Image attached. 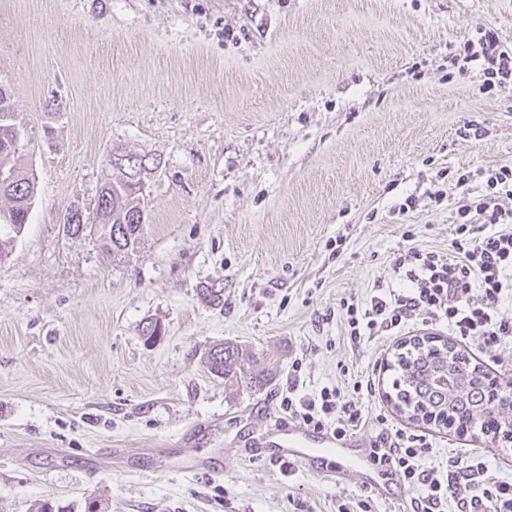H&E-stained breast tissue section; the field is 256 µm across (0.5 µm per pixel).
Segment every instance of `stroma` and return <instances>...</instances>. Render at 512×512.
Masks as SVG:
<instances>
[{
    "instance_id": "1",
    "label": "stroma",
    "mask_w": 512,
    "mask_h": 512,
    "mask_svg": "<svg viewBox=\"0 0 512 512\" xmlns=\"http://www.w3.org/2000/svg\"><path fill=\"white\" fill-rule=\"evenodd\" d=\"M485 27L512 46V0H0V82L37 181L0 261V512H336L359 495L408 512L411 487L269 462L297 360L303 394L371 372L364 442L393 427L431 443L428 465L472 448L512 478V441L398 413L400 337L351 348L336 314L406 287L394 253L447 250L445 170L512 162V87L482 94L450 63ZM471 120L476 141L459 136ZM130 153L155 164L139 250L65 236L66 208L93 206L107 159ZM211 286L222 306L201 301ZM431 332L512 382V346ZM227 342L270 360L262 387L209 372Z\"/></svg>"
}]
</instances>
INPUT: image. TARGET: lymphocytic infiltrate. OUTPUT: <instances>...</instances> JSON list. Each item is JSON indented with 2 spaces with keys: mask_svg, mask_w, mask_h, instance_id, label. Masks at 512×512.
<instances>
[{
  "mask_svg": "<svg viewBox=\"0 0 512 512\" xmlns=\"http://www.w3.org/2000/svg\"><path fill=\"white\" fill-rule=\"evenodd\" d=\"M454 61L461 71L480 68L481 93L512 84V49L494 30L463 39ZM481 191L471 189L473 179ZM459 190L455 235L445 251L411 247L395 254L392 269L408 282L406 288L379 289L367 301L341 300L340 314L353 347L378 336H401L421 325H446L453 335L486 345L512 342V314L502 312L503 297L512 295V163H498L478 173H453ZM486 226L485 235L472 234L474 225ZM299 371L288 378V392L279 410L295 422L316 429H333L345 437L362 431L368 421L364 404L374 391L370 377L352 388H322L319 395H299ZM429 443L402 432L379 435L370 448L373 462L389 469L420 495L412 512H512V482L500 479L485 458L469 454L453 461L451 471L423 466Z\"/></svg>",
  "mask_w": 512,
  "mask_h": 512,
  "instance_id": "lymphocytic-infiltrate-1",
  "label": "lymphocytic infiltrate"
}]
</instances>
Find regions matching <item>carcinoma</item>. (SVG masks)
<instances>
[{"instance_id": "1", "label": "carcinoma", "mask_w": 512, "mask_h": 512, "mask_svg": "<svg viewBox=\"0 0 512 512\" xmlns=\"http://www.w3.org/2000/svg\"><path fill=\"white\" fill-rule=\"evenodd\" d=\"M15 112L11 95L0 82V174L10 178V184H0V199L9 207L0 211V260L12 252L15 240L28 223L29 211L36 193V179L28 166L31 138L24 139L19 151L10 149L14 139ZM126 173L112 172L102 183L94 206L85 212V223L66 221L62 231L67 236L84 233L95 237L98 245L115 254L136 250L144 237L148 218L145 195L140 183L143 172L149 170L145 159L126 156ZM448 342L421 345L413 343L397 354L394 367L395 407L413 421L465 431L478 426L488 433L503 423L512 427V409L502 403L490 405L483 395L492 392L495 380L483 366L465 365L457 370L456 387L466 392V399L448 407V394L432 381L436 370L448 358ZM211 373L231 384L252 387L263 383V374L255 363L233 344L212 347L207 354Z\"/></svg>"}]
</instances>
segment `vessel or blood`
Instances as JSON below:
<instances>
[{"mask_svg":"<svg viewBox=\"0 0 512 512\" xmlns=\"http://www.w3.org/2000/svg\"><path fill=\"white\" fill-rule=\"evenodd\" d=\"M274 448L272 461L286 462L298 470L309 469L321 454H330L335 458L337 473L363 472L365 486L379 493L385 492L391 481L387 473L373 467L369 454L360 444L337 438L329 430L292 424L275 442Z\"/></svg>","mask_w":512,"mask_h":512,"instance_id":"b4317fda","label":"vessel or blood"}]
</instances>
